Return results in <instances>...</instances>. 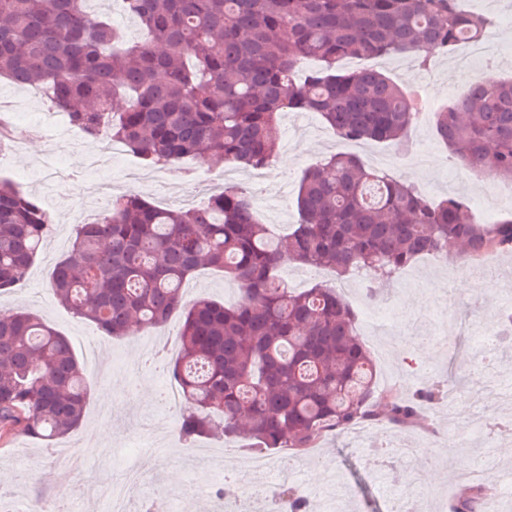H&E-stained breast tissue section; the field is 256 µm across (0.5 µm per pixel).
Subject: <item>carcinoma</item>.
Listing matches in <instances>:
<instances>
[{
  "instance_id": "carcinoma-1",
  "label": "carcinoma",
  "mask_w": 512,
  "mask_h": 512,
  "mask_svg": "<svg viewBox=\"0 0 512 512\" xmlns=\"http://www.w3.org/2000/svg\"><path fill=\"white\" fill-rule=\"evenodd\" d=\"M147 42H128L86 0H0V78L42 90L71 125L106 133L148 167L183 158L267 167L285 111L317 113L337 138L388 142L403 152L418 112L404 88L375 70L346 72L350 58L392 57L423 46L448 53L481 42L492 17L459 0H115ZM318 66L302 77L297 64ZM438 138L473 173L512 182V80L488 78L437 113ZM286 237L255 216L236 185L192 208H164L127 192L91 223L53 268L58 302L106 336L163 327L179 313V356L163 365L182 388L187 443L215 432L302 457L323 435L362 421L388 428L423 422L416 399L378 392L357 334V312L334 288L298 291L287 264L393 284L424 255L470 266L512 254V217L492 224L467 199L429 200L405 179L338 153L308 167ZM38 198L0 179V294L26 280L51 232ZM202 267L224 273L243 299L184 303L182 284ZM90 389L69 340L39 317L0 319V439L51 444L76 430ZM382 400L385 413H375ZM489 483L459 488L455 512H484ZM289 512H307L282 485Z\"/></svg>"
}]
</instances>
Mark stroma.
Masks as SVG:
<instances>
[{
	"instance_id": "1",
	"label": "stroma",
	"mask_w": 512,
	"mask_h": 512,
	"mask_svg": "<svg viewBox=\"0 0 512 512\" xmlns=\"http://www.w3.org/2000/svg\"><path fill=\"white\" fill-rule=\"evenodd\" d=\"M469 8L495 14L491 40L507 48L497 60V76L512 78V0H468ZM385 73L402 86L428 88L430 118L416 123L409 133V148L402 154L385 144L361 147L337 142L313 112H283L276 157L263 186L250 173H239L237 183L255 199L258 220L281 236L299 221L296 198L303 171L332 152L357 151L364 163L384 169L414 184L431 200L448 194L468 199L476 216L489 222L512 215V197L489 198L485 178L455 170V158L437 138L432 115L447 106L445 89L430 86L428 69L418 58L396 56ZM25 88L0 81V108L18 107L13 117L15 142L0 156V178L37 196L53 220L42 254L30 268L25 283L0 295V308L27 309L41 315L66 336L83 363L91 396L82 425L54 447L17 435L0 440V512L40 499L44 512L66 503L68 512H110L108 500L91 497L92 486L120 478L124 450L137 445V495L124 501L126 512H138L140 495H148L157 512H168L167 493L188 487L220 485L219 461L224 451L239 459L228 476L230 491L224 505L234 512L246 505L256 512L263 495L280 482L298 485L306 498L335 483L344 512H390L393 501L420 500L424 512H449L454 494L470 477L473 451L485 450L494 475L512 469V436L504 430L471 431L473 422L512 417V405L502 402L499 389L512 386V344L503 346L495 364H486L472 343L476 323L487 330L500 327V310L512 301V286L500 277L485 278L467 268L449 270L430 257L416 260L401 271L394 288L383 290L376 303L365 297V282L351 275L337 278L323 268L290 265L282 276L296 288L320 282L336 288L359 315L358 333L376 366L379 389L397 388L412 394L427 380L454 376L462 387L452 401L426 408L423 427L390 429L373 426L365 436L356 431L326 434L311 457L296 459L281 448L265 453L267 466L252 467L253 451L219 435L186 443L179 434V405L162 408V392L175 382L165 370L149 367L157 347L169 358L178 354L181 316H173L162 331L141 330L131 336L110 338L92 324L74 317L57 301L51 287L55 261L70 249L76 235L73 216L88 206L81 191L85 158L106 155L113 148L108 135L81 137L58 147L55 134L69 128L64 113L53 111L46 98L29 100ZM216 163L201 164L185 158L158 169L156 177L136 185L140 195L166 207L176 196L194 194L198 184L219 171ZM186 301L205 296L235 302L236 284L210 269L198 270L183 286ZM409 443L414 455L405 467L380 465L375 445Z\"/></svg>"
}]
</instances>
